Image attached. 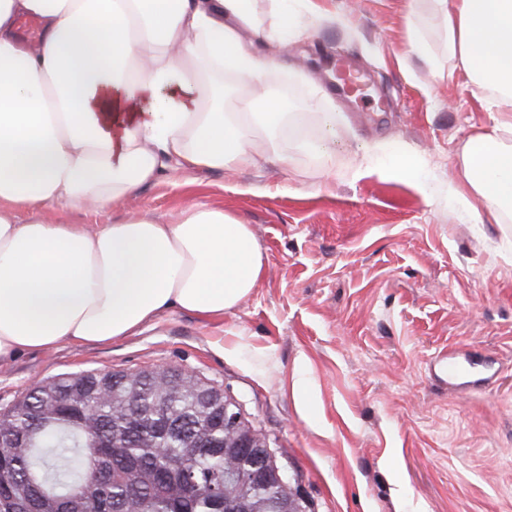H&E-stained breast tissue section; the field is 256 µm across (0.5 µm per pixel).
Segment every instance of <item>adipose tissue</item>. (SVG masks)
<instances>
[{
  "label": "adipose tissue",
  "mask_w": 512,
  "mask_h": 512,
  "mask_svg": "<svg viewBox=\"0 0 512 512\" xmlns=\"http://www.w3.org/2000/svg\"><path fill=\"white\" fill-rule=\"evenodd\" d=\"M448 59L512 101V0H431ZM37 19L26 41L21 19ZM253 0H0V359L128 336L166 311L218 322L256 286L249 225L194 203L176 223L128 216L21 222L63 205L112 210L181 171L249 169L256 137L295 134L331 164L342 115L312 132L267 90L285 70L257 55ZM235 94L224 99V81ZM449 191L475 219L512 218V117L471 135Z\"/></svg>",
  "instance_id": "ef3b65f1"
}]
</instances>
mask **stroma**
<instances>
[{"instance_id":"1","label":"stroma","mask_w":512,"mask_h":512,"mask_svg":"<svg viewBox=\"0 0 512 512\" xmlns=\"http://www.w3.org/2000/svg\"><path fill=\"white\" fill-rule=\"evenodd\" d=\"M317 2L325 16L288 42L287 109L324 94L344 113L331 177L288 138L284 166L162 177L116 210L40 213L92 226L224 209L263 251L256 288L220 323L167 313L108 343L1 361L0 409L45 377L176 367L241 403L306 512H512V221L475 223L448 192L465 141L493 122L490 93L449 63L428 0ZM411 15L437 66L410 51ZM405 147L415 175H387ZM451 350L490 358L491 382L458 394L436 379Z\"/></svg>"}]
</instances>
